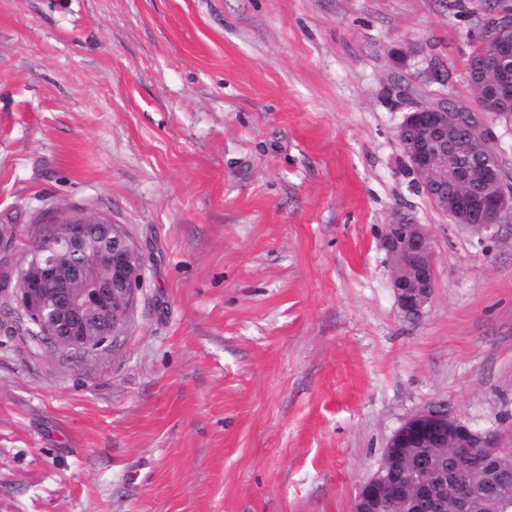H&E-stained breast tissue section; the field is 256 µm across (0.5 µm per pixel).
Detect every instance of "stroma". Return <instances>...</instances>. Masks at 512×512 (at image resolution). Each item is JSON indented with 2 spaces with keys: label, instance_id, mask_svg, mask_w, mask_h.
Returning <instances> with one entry per match:
<instances>
[{
  "label": "stroma",
  "instance_id": "obj_1",
  "mask_svg": "<svg viewBox=\"0 0 512 512\" xmlns=\"http://www.w3.org/2000/svg\"><path fill=\"white\" fill-rule=\"evenodd\" d=\"M492 5L0 0V224L100 215L143 258L88 354L0 289V512H352L430 408L512 448V220L453 223L395 137L413 100L475 106ZM396 211L435 243L419 321ZM382 246L392 266L390 286L402 314L421 319L432 302L435 288V244L426 225L397 214L384 224Z\"/></svg>",
  "mask_w": 512,
  "mask_h": 512
}]
</instances>
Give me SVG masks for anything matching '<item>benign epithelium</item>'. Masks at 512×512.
I'll list each match as a JSON object with an SVG mask.
<instances>
[{
  "mask_svg": "<svg viewBox=\"0 0 512 512\" xmlns=\"http://www.w3.org/2000/svg\"><path fill=\"white\" fill-rule=\"evenodd\" d=\"M485 60L512 56V18L489 17L480 32ZM486 94H476L478 110L497 99H512V85L491 75ZM463 121L445 99L423 100L406 113L397 140L415 186L434 208L455 224L482 231L512 214V186L501 167L472 165L463 157L481 158L500 151L485 120L471 113L469 134L459 138ZM451 182L455 192L441 187ZM50 223L56 230L44 248L24 239V225L0 229V262L15 265L14 297L44 343L74 351L97 349L106 337L117 338L126 325L141 278L142 256L117 224L76 210H60ZM382 246L392 266L390 286L402 314L421 319L435 288V244L426 225L397 214L384 225ZM404 448H468L478 457L470 475L469 462H456L450 477L428 470L410 489L385 481L382 472ZM478 478L491 512H512V448L499 443L493 431H479L443 411L423 410L406 418L388 439L379 468L358 485L352 512H471V479Z\"/></svg>",
  "mask_w": 512,
  "mask_h": 512,
  "instance_id": "benign-epithelium-1",
  "label": "benign epithelium"
}]
</instances>
